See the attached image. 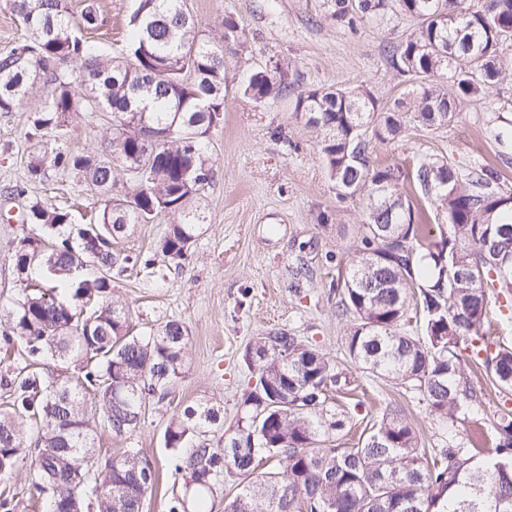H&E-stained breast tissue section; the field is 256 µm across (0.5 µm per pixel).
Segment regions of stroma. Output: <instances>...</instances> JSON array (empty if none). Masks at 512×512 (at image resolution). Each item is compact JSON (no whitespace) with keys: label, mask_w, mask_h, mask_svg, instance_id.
<instances>
[{"label":"stroma","mask_w":512,"mask_h":512,"mask_svg":"<svg viewBox=\"0 0 512 512\" xmlns=\"http://www.w3.org/2000/svg\"><path fill=\"white\" fill-rule=\"evenodd\" d=\"M94 5L98 26L83 38L103 54L119 50L127 38V21L137 0H67L72 16ZM198 29L219 40L224 20H237L243 46L224 52V112L206 137L214 178L204 196L206 222L188 257L174 263L156 255L146 271L113 272L112 295L131 309L135 331L149 332L178 319L190 336L187 369L168 396L152 402L130 433L98 430L95 449L106 461L137 448L152 462L158 483L142 512H167L182 481L170 467L163 433L170 419L202 399L212 400L222 424L214 439L234 425L244 390L254 378L244 360L247 344L257 336L286 330L340 360L348 380L330 393L334 409H351L335 444H357L364 429L377 422L387 404L402 406L428 448L448 444L449 429L431 415L418 396L369 376L345 358L348 318L338 310L339 296L330 285L338 265L348 262L364 220L363 198L339 197L325 164L321 136L297 119V93L315 87L367 85L380 103L392 102L412 88L397 75L388 58L416 29L415 19L388 10L374 20L345 23L330 16V0H185ZM287 61L288 93L272 104L256 103L243 92L249 76L277 61ZM42 100L33 91L25 108L0 112V313L10 311L25 287L14 263V248L41 226L26 221V206L36 198L67 208L73 225L86 223L98 205L73 175L49 169L41 182L26 175L32 148L52 146L46 136L31 135L32 109ZM110 132L104 113H85L68 129L64 147L97 150ZM439 158L467 175L492 164L500 173V190L512 193V80L497 83L483 98L458 104L453 121L439 129L409 123L405 134L388 143L371 144L376 166L411 171L423 158ZM304 265L307 278L293 270ZM36 476L29 465L0 478V495L13 498V512H38Z\"/></svg>","instance_id":"obj_1"}]
</instances>
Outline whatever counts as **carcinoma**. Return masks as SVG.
I'll return each mask as SVG.
<instances>
[{"label": "carcinoma", "instance_id": "carcinoma-1", "mask_svg": "<svg viewBox=\"0 0 512 512\" xmlns=\"http://www.w3.org/2000/svg\"><path fill=\"white\" fill-rule=\"evenodd\" d=\"M24 35L0 57V112L22 107L43 85L44 106L34 130L61 139L79 114L106 112L111 136L93 153L56 148L29 156L27 178L66 171L94 192L103 187L95 223L62 230L68 212L35 199L28 220L48 230L15 246L19 274L32 266L48 280L24 289L9 312L5 346L23 348L31 364L50 355L73 364L75 381L48 383L37 370L11 380L12 400L0 412V475L24 460L39 477L47 512H142L157 481L152 463L128 448L94 462L96 429L133 430L155 398L185 374L189 329L179 320L146 336L130 333L129 310L117 300L76 311L75 300L101 297L114 269L149 268L155 252L117 248L138 224L168 217L156 252L182 260L206 221L202 198L213 164L205 136L221 121L224 48L243 36L224 20L222 41L203 37L183 0H139L131 19L128 57L106 58L77 34L97 26L89 4L74 22L66 0H6ZM420 21L393 49L392 68L413 76L408 97L382 105L364 85L312 88L298 93L296 116L322 136L331 178L344 197L361 195L365 219L341 285L339 307L350 318L345 351L351 363L412 390L426 410L460 434L461 412L484 396L462 362L461 349L481 357L494 388L512 391V346L486 347L490 303L512 301V208L491 189L499 175L486 165L462 177L447 162L424 159L414 185L435 208L434 223L416 219L400 188L402 172L370 162L372 140L393 141L407 122L439 128L462 99L484 96L506 76L501 46L512 36V0H395ZM333 17L370 18L388 0H333ZM78 61V73L66 69ZM452 73L453 88L434 77ZM288 91L282 65L254 72L245 93L263 104ZM195 136H188V130ZM422 318L423 335L404 329L408 313ZM256 382L241 397L236 426L213 442L219 409L211 400L171 418L164 445L171 451L184 493L169 512H206L205 502L235 472L249 478L224 512H512V410L484 419V429L441 448L433 459L405 410L389 407L352 448L324 445L344 427L345 414L328 407V391L341 382L327 354L285 330L255 337L244 355ZM98 395V418L84 393ZM494 449L479 451L486 438ZM64 448L74 452L66 454ZM275 461L278 472H260Z\"/></svg>", "mask_w": 512, "mask_h": 512}]
</instances>
